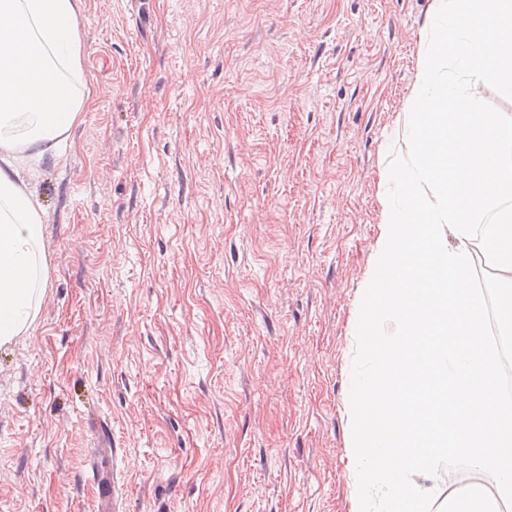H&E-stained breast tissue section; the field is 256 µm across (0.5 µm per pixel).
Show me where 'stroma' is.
Instances as JSON below:
<instances>
[{
  "mask_svg": "<svg viewBox=\"0 0 512 512\" xmlns=\"http://www.w3.org/2000/svg\"><path fill=\"white\" fill-rule=\"evenodd\" d=\"M432 0H83L51 275L0 348V512H350L353 325ZM436 512L481 475L421 473Z\"/></svg>",
  "mask_w": 512,
  "mask_h": 512,
  "instance_id": "35a3bbf8",
  "label": "stroma"
}]
</instances>
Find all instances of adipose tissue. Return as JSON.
Wrapping results in <instances>:
<instances>
[{
  "mask_svg": "<svg viewBox=\"0 0 512 512\" xmlns=\"http://www.w3.org/2000/svg\"><path fill=\"white\" fill-rule=\"evenodd\" d=\"M83 0H0V347L35 322L48 282L43 206L19 169L58 159L84 99Z\"/></svg>",
  "mask_w": 512,
  "mask_h": 512,
  "instance_id": "1",
  "label": "adipose tissue"
}]
</instances>
